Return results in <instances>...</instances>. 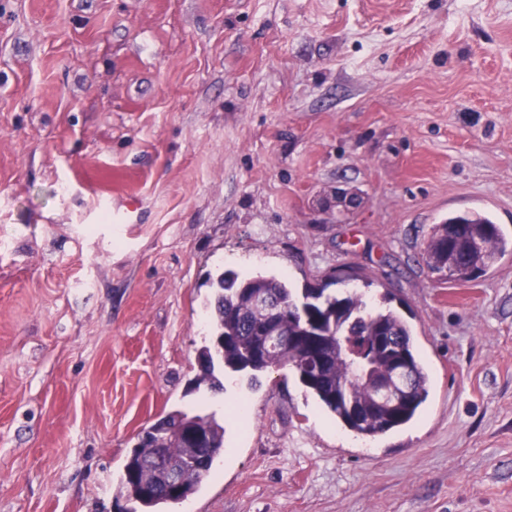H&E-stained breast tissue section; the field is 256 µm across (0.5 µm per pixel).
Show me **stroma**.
Returning a JSON list of instances; mask_svg holds the SVG:
<instances>
[{
    "instance_id": "stroma-1",
    "label": "stroma",
    "mask_w": 512,
    "mask_h": 512,
    "mask_svg": "<svg viewBox=\"0 0 512 512\" xmlns=\"http://www.w3.org/2000/svg\"><path fill=\"white\" fill-rule=\"evenodd\" d=\"M474 209L512 236V0H0V512H115L175 409L224 422L179 512H512V254L423 260ZM348 266L420 416L362 437L287 368L190 390L210 279Z\"/></svg>"
}]
</instances>
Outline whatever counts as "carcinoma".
I'll use <instances>...</instances> for the list:
<instances>
[{
	"mask_svg": "<svg viewBox=\"0 0 512 512\" xmlns=\"http://www.w3.org/2000/svg\"><path fill=\"white\" fill-rule=\"evenodd\" d=\"M512 251V238L478 211L448 215L430 227L424 247L425 264L439 279L468 282L486 273L495 261ZM266 293L281 307L280 324L285 340L265 355L255 352L261 315L252 305V295ZM212 316L214 337H224V346L215 342L198 354L199 374L194 384L224 389V375L257 374L268 368L291 367L299 382L320 406L354 433L375 438L414 419L429 396V375L419 359L409 324L396 312L367 310L356 294L339 297L324 288L304 290L298 302L290 288L274 276L257 275L238 280L233 272L222 273L216 282ZM389 343L374 346L378 334ZM316 337V352L325 359L318 373L306 367L307 353L298 338ZM396 361L404 363L410 378L406 401L393 410H369L368 383L383 379ZM192 421L211 442L203 469L183 471L180 491L163 489L164 465L182 466L199 451L182 447L161 428L155 443L139 440L131 449L120 476L117 512H177L198 489L211 470L215 456L224 448V425L213 414H192L174 410L162 419Z\"/></svg>",
	"mask_w": 512,
	"mask_h": 512,
	"instance_id": "carcinoma-1",
	"label": "carcinoma"
}]
</instances>
